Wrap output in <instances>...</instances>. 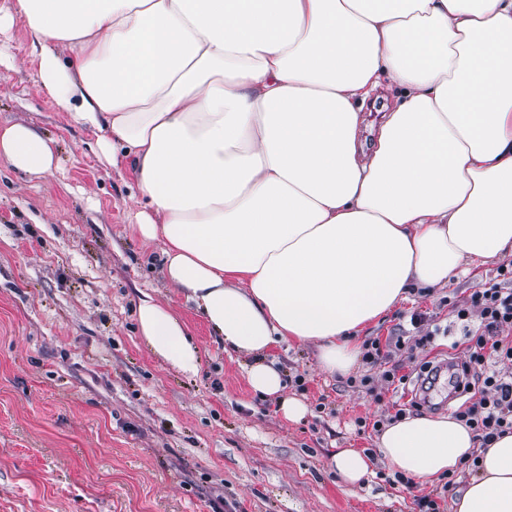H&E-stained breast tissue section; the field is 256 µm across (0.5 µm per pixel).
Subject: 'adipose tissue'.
<instances>
[{
  "label": "adipose tissue",
  "instance_id": "obj_1",
  "mask_svg": "<svg viewBox=\"0 0 512 512\" xmlns=\"http://www.w3.org/2000/svg\"><path fill=\"white\" fill-rule=\"evenodd\" d=\"M56 107L130 161L136 224L263 397L266 355L315 343L350 373L361 328L465 264L512 256V0H15ZM67 57H60V50ZM399 95L371 151L360 102ZM0 157L52 173L34 127ZM140 329L182 371L198 349L143 297ZM377 451L431 482L480 463L453 512H512V432L481 445L453 417L408 416Z\"/></svg>",
  "mask_w": 512,
  "mask_h": 512
}]
</instances>
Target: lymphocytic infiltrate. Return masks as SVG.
Returning <instances> with one entry per match:
<instances>
[{
    "instance_id": "lymphocytic-infiltrate-1",
    "label": "lymphocytic infiltrate",
    "mask_w": 512,
    "mask_h": 512,
    "mask_svg": "<svg viewBox=\"0 0 512 512\" xmlns=\"http://www.w3.org/2000/svg\"><path fill=\"white\" fill-rule=\"evenodd\" d=\"M455 312L459 320L475 317L480 321L478 329L464 331L466 367L476 373L479 396L455 417L487 443L512 431V380L493 368L494 363L512 360V290L495 283L483 286Z\"/></svg>"
}]
</instances>
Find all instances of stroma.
Returning a JSON list of instances; mask_svg holds the SVG:
<instances>
[{
    "label": "stroma",
    "mask_w": 512,
    "mask_h": 512,
    "mask_svg": "<svg viewBox=\"0 0 512 512\" xmlns=\"http://www.w3.org/2000/svg\"><path fill=\"white\" fill-rule=\"evenodd\" d=\"M0 40V126H33L54 140L58 162L29 175L0 157V512H212L218 500L223 512H418L436 483L389 484L395 469L375 454L370 424L408 408L422 362L466 361L463 328L479 322L463 324L452 308L499 282L500 260L412 295L358 333L383 339L410 330L412 312L432 315V350L408 344L392 358L409 383L388 388L362 363L374 391L347 387L321 369L315 344L295 343L269 351L287 383L261 397L241 356L164 281L159 242L131 224L128 164L108 165L97 134L40 90L22 20ZM145 293L192 333L195 372L150 348L137 319ZM288 398L306 405L299 420L285 417ZM340 448L370 451L367 479L337 474Z\"/></svg>",
    "instance_id": "35a3bbf8"
}]
</instances>
